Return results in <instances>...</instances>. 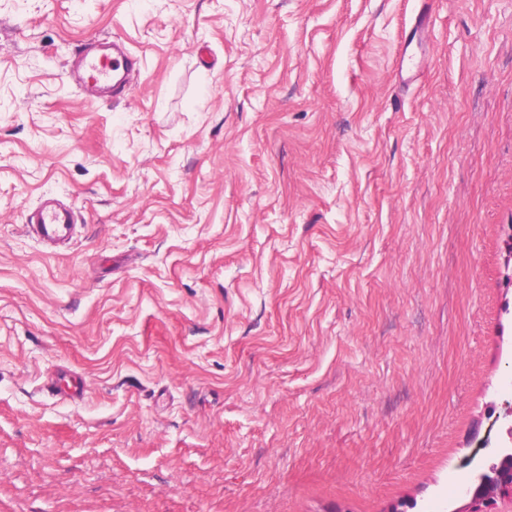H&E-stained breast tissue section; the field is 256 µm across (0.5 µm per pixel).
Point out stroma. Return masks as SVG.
<instances>
[{"label": "stroma", "instance_id": "35a3bbf8", "mask_svg": "<svg viewBox=\"0 0 512 512\" xmlns=\"http://www.w3.org/2000/svg\"><path fill=\"white\" fill-rule=\"evenodd\" d=\"M511 404L512 0H0V512H460ZM430 25L431 17L429 16V13L426 12L418 15L416 22L413 25V35L410 39L408 37L405 39L398 60V75L405 84L414 82L418 75V71L413 72L414 64L412 62V58L407 55V49L415 40L417 43L427 40ZM77 81L89 99L123 94L135 62L117 40L85 46L78 54ZM74 222L71 210L52 202H43L32 214L26 217V229L29 234L45 244H56L64 240Z\"/></svg>", "mask_w": 512, "mask_h": 512}]
</instances>
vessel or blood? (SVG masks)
Instances as JSON below:
<instances>
[{"mask_svg":"<svg viewBox=\"0 0 512 512\" xmlns=\"http://www.w3.org/2000/svg\"><path fill=\"white\" fill-rule=\"evenodd\" d=\"M134 67L135 62L124 43L115 40L91 44L79 53L77 81L87 98L118 96L125 92L128 75ZM73 221L71 210L46 201L27 215L26 229L39 241L54 244L67 237Z\"/></svg>","mask_w":512,"mask_h":512,"instance_id":"vessel-or-blood-1","label":"vessel or blood"}]
</instances>
